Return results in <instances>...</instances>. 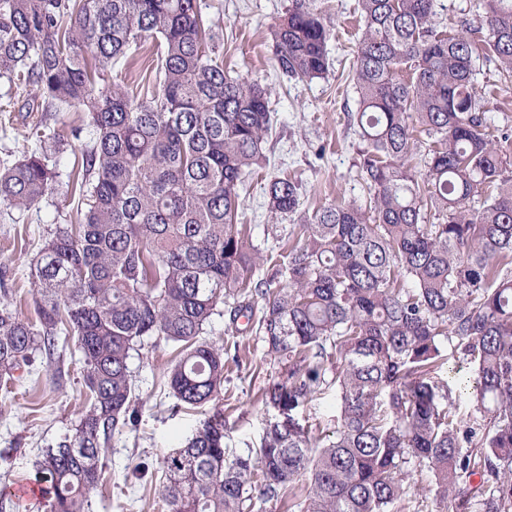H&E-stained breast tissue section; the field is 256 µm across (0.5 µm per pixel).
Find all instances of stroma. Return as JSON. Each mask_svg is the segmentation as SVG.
Here are the masks:
<instances>
[{
	"mask_svg": "<svg viewBox=\"0 0 512 512\" xmlns=\"http://www.w3.org/2000/svg\"><path fill=\"white\" fill-rule=\"evenodd\" d=\"M291 0H198L205 24L215 32L226 66L257 79L272 93L276 109L270 141V172L287 170L301 178L306 192L303 208L313 212L341 200H366L368 193L357 177L359 140L347 125V115L358 108L351 80L353 51L360 28L357 0H317L332 35L328 43L331 68L327 77L295 82L275 67L271 32ZM154 40H146L121 72L105 71L115 80L147 98L153 80ZM76 112H56L51 126L67 132L61 156L62 178L56 193L25 212L0 201V303H14L22 317L34 318L30 267L48 233L56 225L74 222L78 198L68 188L67 172L81 158L82 141L71 138L81 125ZM29 123L19 113L0 112V163L14 162L30 146ZM177 346L152 338L131 353L140 414L134 430L116 436L103 460L102 480L88 512H163L154 496L161 461L206 418L224 415L227 442L234 448L257 446L274 409L265 407L260 390L274 367L260 341L239 370L229 375L227 394L199 408L177 406L168 395L166 370L177 356ZM445 363L432 378L463 420L479 416L475 397L465 381L471 367L455 342L444 344ZM80 355L62 360L38 357L37 373L16 381L11 393L0 391V488L12 500L6 512H44L42 483L33 462L38 454L68 434L85 412L88 401L81 375ZM68 371L66 386H53L56 369Z\"/></svg>",
	"mask_w": 512,
	"mask_h": 512,
	"instance_id": "35a3bbf8",
	"label": "stroma"
}]
</instances>
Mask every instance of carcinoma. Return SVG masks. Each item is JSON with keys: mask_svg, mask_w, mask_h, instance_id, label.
<instances>
[{"mask_svg": "<svg viewBox=\"0 0 512 512\" xmlns=\"http://www.w3.org/2000/svg\"><path fill=\"white\" fill-rule=\"evenodd\" d=\"M359 6V109L347 121L369 198L309 216L302 180L277 175L262 187L267 209L295 223L264 228L276 245L262 250L239 218L248 178L268 163L273 102L224 70L198 0H0V76L38 112L84 114L71 135L87 133L68 176L79 222L56 227L33 265L36 319L0 305V381L61 348L83 363L88 409L36 461L47 512H87L110 441L134 424L135 344L180 346L166 374L178 405L221 396L246 344L202 339L220 303L227 331L258 335L276 365L261 397L279 420L244 451L226 442L223 413L204 420L163 458L165 512H410L417 471L452 512L476 496L481 512H512V135L490 133L477 80L485 61L512 85V0H481L448 30L436 0ZM149 37L163 52L143 102L103 69ZM330 38L315 0H292L273 30L277 70L326 77ZM31 137L35 148L0 168V199L19 212L59 177L64 135L41 118ZM452 338L476 368L471 424L429 378ZM332 385L335 430L301 424L294 412Z\"/></svg>", "mask_w": 512, "mask_h": 512, "instance_id": "obj_1", "label": "carcinoma"}]
</instances>
